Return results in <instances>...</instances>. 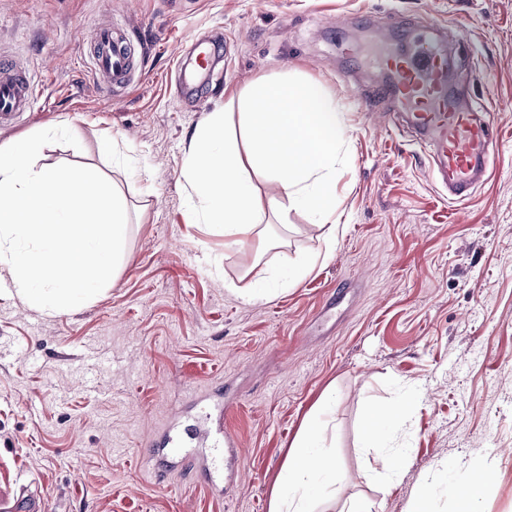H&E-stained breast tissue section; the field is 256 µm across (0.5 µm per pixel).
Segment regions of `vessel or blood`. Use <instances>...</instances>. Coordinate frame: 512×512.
Returning a JSON list of instances; mask_svg holds the SVG:
<instances>
[{"label":"vessel or blood","mask_w":512,"mask_h":512,"mask_svg":"<svg viewBox=\"0 0 512 512\" xmlns=\"http://www.w3.org/2000/svg\"><path fill=\"white\" fill-rule=\"evenodd\" d=\"M92 49L94 70L108 86L123 88L133 79V50L126 34L111 25L94 26L84 34ZM212 48L203 42L193 70L179 68L178 85L188 86L197 73L211 70ZM391 81L384 96L403 106L411 125L433 149V174L448 190L451 200H464L477 176L493 163L497 143L489 124L469 112L461 101L464 75L452 66L429 34L412 38L399 67L390 71ZM37 95L36 83L16 72L11 64L0 63V113L29 111Z\"/></svg>","instance_id":"obj_1"}]
</instances>
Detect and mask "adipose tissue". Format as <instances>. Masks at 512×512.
<instances>
[{"mask_svg": "<svg viewBox=\"0 0 512 512\" xmlns=\"http://www.w3.org/2000/svg\"><path fill=\"white\" fill-rule=\"evenodd\" d=\"M244 137L225 136L223 118L191 140L186 174L199 198V218L224 230V242L238 245L259 233L266 212L287 218L293 208L309 210L327 244H335L333 213L323 201L336 175V146L345 138L340 113L313 83L288 79L258 83L244 100ZM259 169L280 186L261 197L250 173ZM323 399L302 424L291 445L270 512H316L318 499L336 484L334 462L317 450L324 418Z\"/></svg>", "mask_w": 512, "mask_h": 512, "instance_id": "ef3b65f1", "label": "adipose tissue"}]
</instances>
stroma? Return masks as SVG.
Listing matches in <instances>:
<instances>
[{
    "mask_svg": "<svg viewBox=\"0 0 512 512\" xmlns=\"http://www.w3.org/2000/svg\"><path fill=\"white\" fill-rule=\"evenodd\" d=\"M126 29L139 78L101 92L84 31ZM445 29L465 100L493 125L498 155L460 203L432 180L428 147L379 95L368 49ZM220 32L222 64L189 94L179 63ZM45 83L32 111L0 117V146L64 126L77 146L37 165L108 178L129 223L96 297L64 312L0 298V512L24 494L44 512H269L290 446L330 393L320 450L338 481L318 512L351 499L372 512H460L484 470L477 512H512V0H0V54ZM320 84L348 138L332 193L336 243L314 218L266 214L273 245L228 246L193 217L191 137L215 113L241 134V97L259 81ZM287 286L246 303L238 289ZM222 390L239 443L197 446ZM400 406L384 450L401 475L383 490L362 438L373 404ZM189 454L160 471L163 436Z\"/></svg>",
    "mask_w": 512,
    "mask_h": 512,
    "instance_id": "35a3bbf8",
    "label": "stroma"
}]
</instances>
